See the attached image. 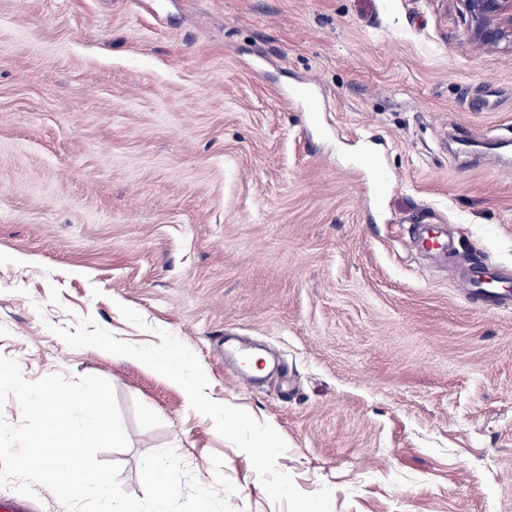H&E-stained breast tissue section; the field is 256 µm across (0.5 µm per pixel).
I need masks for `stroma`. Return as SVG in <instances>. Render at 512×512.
<instances>
[{
    "instance_id": "1",
    "label": "stroma",
    "mask_w": 512,
    "mask_h": 512,
    "mask_svg": "<svg viewBox=\"0 0 512 512\" xmlns=\"http://www.w3.org/2000/svg\"><path fill=\"white\" fill-rule=\"evenodd\" d=\"M470 265L512 268V52L461 0H0V355L110 383L128 494L170 447L234 512H512V309ZM228 336L283 369L241 385ZM424 228L423 232L413 233L412 243L428 251L448 252V239L437 233L435 225H424ZM508 277L509 270L501 269L499 273L488 267H473L464 275L465 290L468 295H474L482 300L486 311L497 313L509 309L510 298L507 291H499L502 281L500 277ZM151 364L160 370L168 372L171 377L185 390L187 404L198 410L206 418H213L217 412L212 410L211 403L204 400L199 393V380L186 373V360L181 356H171L165 359H152Z\"/></svg>"
}]
</instances>
